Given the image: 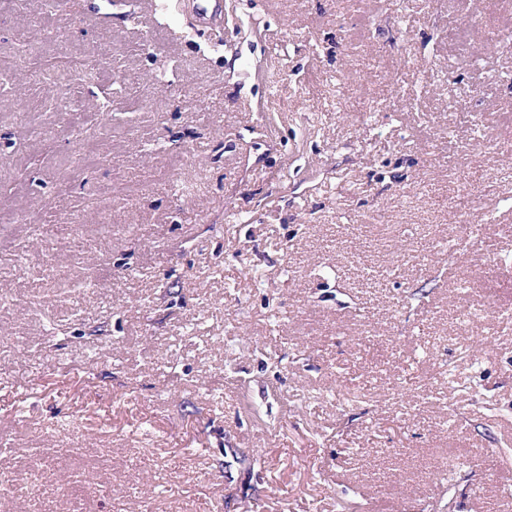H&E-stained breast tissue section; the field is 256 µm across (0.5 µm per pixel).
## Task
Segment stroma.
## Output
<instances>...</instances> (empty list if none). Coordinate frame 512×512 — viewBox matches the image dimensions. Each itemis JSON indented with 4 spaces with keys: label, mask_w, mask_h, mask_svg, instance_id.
I'll return each mask as SVG.
<instances>
[{
    "label": "stroma",
    "mask_w": 512,
    "mask_h": 512,
    "mask_svg": "<svg viewBox=\"0 0 512 512\" xmlns=\"http://www.w3.org/2000/svg\"><path fill=\"white\" fill-rule=\"evenodd\" d=\"M508 32L0 0V512H512Z\"/></svg>",
    "instance_id": "35a3bbf8"
}]
</instances>
